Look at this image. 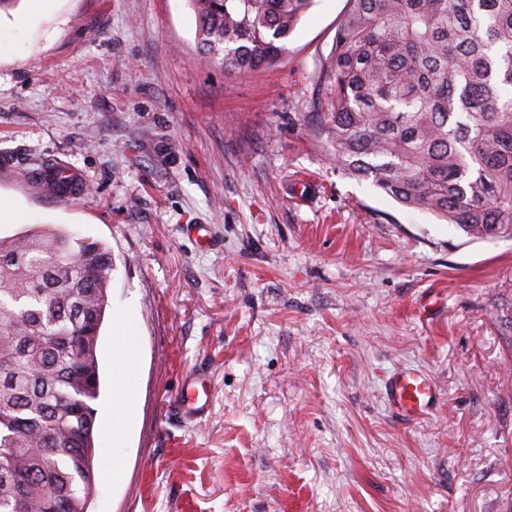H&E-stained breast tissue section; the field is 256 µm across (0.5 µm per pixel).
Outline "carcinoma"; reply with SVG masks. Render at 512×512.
<instances>
[{
	"instance_id": "obj_1",
	"label": "carcinoma",
	"mask_w": 512,
	"mask_h": 512,
	"mask_svg": "<svg viewBox=\"0 0 512 512\" xmlns=\"http://www.w3.org/2000/svg\"><path fill=\"white\" fill-rule=\"evenodd\" d=\"M317 77L337 170L472 239L512 235V0H348ZM227 76L279 64L312 0H190ZM112 253L0 237V512H88Z\"/></svg>"
}]
</instances>
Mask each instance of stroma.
Segmentation results:
<instances>
[{
  "mask_svg": "<svg viewBox=\"0 0 512 512\" xmlns=\"http://www.w3.org/2000/svg\"><path fill=\"white\" fill-rule=\"evenodd\" d=\"M347 0L271 71L198 57L189 0H53L0 57V200L112 251L138 336L132 428L98 345L89 512H512V237L483 241L337 171L315 79ZM61 166L78 186L35 181ZM210 227L208 245L192 228ZM403 369L437 388L413 419ZM197 373L203 420L179 399ZM436 397V387L414 370L394 374L388 388L390 403L403 415L419 417L427 413ZM138 399L135 392L127 388L112 402V428L119 433L129 428L136 417Z\"/></svg>",
  "mask_w": 512,
  "mask_h": 512,
  "instance_id": "stroma-1",
  "label": "stroma"
}]
</instances>
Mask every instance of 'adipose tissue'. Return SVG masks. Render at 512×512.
Instances as JSON below:
<instances>
[{"label":"adipose tissue","mask_w":512,"mask_h":512,"mask_svg":"<svg viewBox=\"0 0 512 512\" xmlns=\"http://www.w3.org/2000/svg\"><path fill=\"white\" fill-rule=\"evenodd\" d=\"M113 350L116 354L114 379L124 388L112 402V428L119 433L129 428L136 417L138 399L126 384L134 377L139 360L138 339L128 331L126 321L120 315L113 319Z\"/></svg>","instance_id":"1"}]
</instances>
